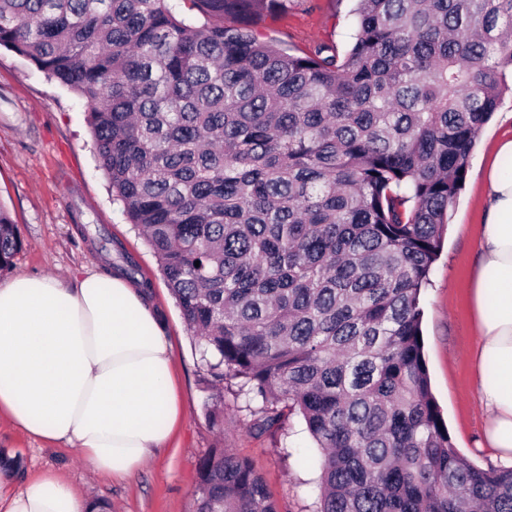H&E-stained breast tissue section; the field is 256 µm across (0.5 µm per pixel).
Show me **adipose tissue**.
<instances>
[{
    "mask_svg": "<svg viewBox=\"0 0 512 512\" xmlns=\"http://www.w3.org/2000/svg\"><path fill=\"white\" fill-rule=\"evenodd\" d=\"M484 433L512 466V172L491 167L477 271L469 293ZM163 320L140 286L89 272L63 280L18 275L0 282V413L27 436L78 448L97 474L127 478L181 417ZM73 486L48 470L0 512H87Z\"/></svg>",
    "mask_w": 512,
    "mask_h": 512,
    "instance_id": "adipose-tissue-1",
    "label": "adipose tissue"
}]
</instances>
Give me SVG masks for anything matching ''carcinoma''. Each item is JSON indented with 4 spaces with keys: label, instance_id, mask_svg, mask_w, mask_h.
<instances>
[{
    "label": "carcinoma",
    "instance_id": "carcinoma-1",
    "mask_svg": "<svg viewBox=\"0 0 512 512\" xmlns=\"http://www.w3.org/2000/svg\"><path fill=\"white\" fill-rule=\"evenodd\" d=\"M0 0V46L88 107L99 167L156 255L215 393L305 421L319 512H512L432 394L422 290L512 85V0H357L339 57L262 41L289 0ZM234 23H225L226 18ZM20 245L0 206V271ZM195 512H277L252 462H199Z\"/></svg>",
    "mask_w": 512,
    "mask_h": 512
}]
</instances>
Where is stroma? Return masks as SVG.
<instances>
[{
	"label": "stroma",
	"mask_w": 512,
	"mask_h": 512,
	"mask_svg": "<svg viewBox=\"0 0 512 512\" xmlns=\"http://www.w3.org/2000/svg\"><path fill=\"white\" fill-rule=\"evenodd\" d=\"M352 8V0H292L287 12L264 17L256 30L294 54L321 44L343 53L355 32ZM87 113L77 93L0 48V206L22 242L11 266L0 271V281L21 273L68 279L89 270L121 273L127 261H134L133 281L148 284L150 301L167 325L182 418L139 471L112 479L92 474L77 449L26 438L0 417V469L12 473L17 489L42 471H55L80 497L104 504V512H195L199 461L210 449L224 448L253 463L278 512H316L321 457L300 417L285 416L280 426L265 432L252 430L249 401L228 380L220 405L222 424L206 420L209 393L199 356L154 254L97 166ZM511 127L509 92L477 138L442 253L422 297L432 393L458 452L483 468L497 459L486 445L472 385L468 286L477 263L485 174L495 161L512 171V158L495 159L493 144ZM103 237L111 240V252L101 251Z\"/></svg>",
	"instance_id": "35a3bbf8"
}]
</instances>
